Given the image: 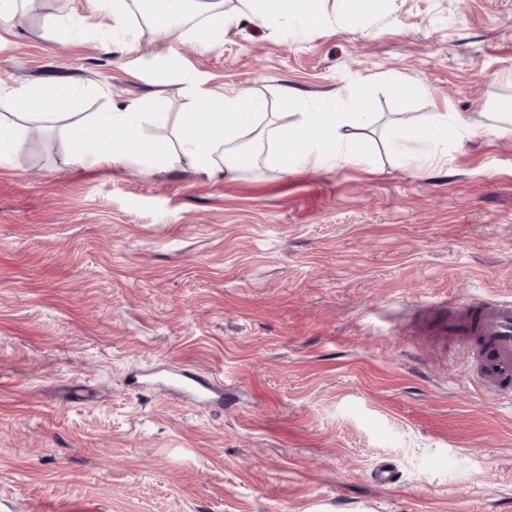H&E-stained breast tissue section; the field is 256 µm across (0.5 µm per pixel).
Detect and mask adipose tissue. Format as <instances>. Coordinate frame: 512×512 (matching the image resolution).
I'll return each mask as SVG.
<instances>
[{"mask_svg":"<svg viewBox=\"0 0 512 512\" xmlns=\"http://www.w3.org/2000/svg\"><path fill=\"white\" fill-rule=\"evenodd\" d=\"M238 14L231 17L211 0H146L147 21L180 39L194 40L200 51H209L224 38L235 18L279 32L288 27L308 31L331 27L327 0H238ZM196 15L200 24L188 28L184 21ZM193 112L172 125L168 102L155 96L146 105L127 104L109 112H83L81 92L66 84H47L24 91L21 109L0 113V165L11 162L24 137L34 128L65 125L74 163L83 165H138L144 172L188 164L207 176L233 174L249 159L240 151L241 141L255 133L270 144L268 161L281 173L302 167L314 170L365 163L358 129L369 120L374 90L363 84L348 96L321 100L314 108L295 112L293 121H283L281 112H265L255 98L228 87L190 85ZM175 130L174 138L149 137L145 126ZM465 120L455 112H429L412 124L395 126L397 145L427 144L436 149L460 137ZM223 163H216V152Z\"/></svg>","mask_w":512,"mask_h":512,"instance_id":"ef3b65f1","label":"adipose tissue"}]
</instances>
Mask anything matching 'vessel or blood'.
<instances>
[{
	"label": "vessel or blood",
	"instance_id": "b4317fda",
	"mask_svg": "<svg viewBox=\"0 0 512 512\" xmlns=\"http://www.w3.org/2000/svg\"><path fill=\"white\" fill-rule=\"evenodd\" d=\"M433 331L467 348L473 379L487 396H512L511 300L456 297L441 307Z\"/></svg>",
	"mask_w": 512,
	"mask_h": 512
}]
</instances>
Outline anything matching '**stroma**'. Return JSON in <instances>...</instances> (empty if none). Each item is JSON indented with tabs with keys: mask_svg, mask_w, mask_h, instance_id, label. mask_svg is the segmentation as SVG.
Masks as SVG:
<instances>
[{
	"mask_svg": "<svg viewBox=\"0 0 512 512\" xmlns=\"http://www.w3.org/2000/svg\"><path fill=\"white\" fill-rule=\"evenodd\" d=\"M77 2L0 22V113L46 83L178 114L194 81L270 113L281 87L306 110L365 80L369 164L146 175L73 164L56 128L24 141L0 166V512H512V399L425 313L512 299V0H381L295 39L243 19L204 53L135 7L133 48L99 12L59 33ZM427 112L468 127L418 169L390 130ZM175 367L222 400L158 387Z\"/></svg>",
	"mask_w": 512,
	"mask_h": 512,
	"instance_id": "1",
	"label": "stroma"
}]
</instances>
